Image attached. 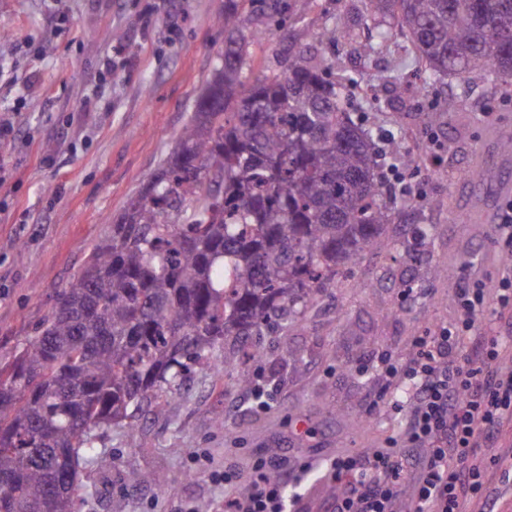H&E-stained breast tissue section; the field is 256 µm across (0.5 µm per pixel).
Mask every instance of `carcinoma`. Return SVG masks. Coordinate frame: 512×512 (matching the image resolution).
Masks as SVG:
<instances>
[{
    "mask_svg": "<svg viewBox=\"0 0 512 512\" xmlns=\"http://www.w3.org/2000/svg\"><path fill=\"white\" fill-rule=\"evenodd\" d=\"M377 40L397 17L423 83L452 75L512 96V0H360ZM227 0L232 33L163 166L129 198L81 271L14 361L0 367V512H77L81 465H106L98 431L138 428L142 402L181 384L185 360L232 366L227 338L297 319L336 268L380 246L409 202L375 173L373 129L356 123L349 79L319 49L350 37L349 15L305 43L284 69L246 83L249 47L295 0ZM161 491L163 474L130 471Z\"/></svg>",
    "mask_w": 512,
    "mask_h": 512,
    "instance_id": "cac0c4a2",
    "label": "carcinoma"
}]
</instances>
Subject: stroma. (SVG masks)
<instances>
[{
	"mask_svg": "<svg viewBox=\"0 0 512 512\" xmlns=\"http://www.w3.org/2000/svg\"><path fill=\"white\" fill-rule=\"evenodd\" d=\"M223 10L224 0H0V113L22 129L0 148V366L51 313L108 218L162 164L228 39L213 23ZM325 20L321 7L297 0L269 40L251 45L248 78L279 70L289 42H305ZM352 45L321 50L337 74L368 87L352 97L354 116L403 128L401 143L381 142L379 162L412 176L424 198L397 213L388 241L342 270L302 318L227 340L232 357L261 350L246 368L267 408L235 372L191 364L177 394L143 402L136 434L122 422L99 433L112 466L83 469L79 512H210L224 497L210 473L232 472L243 494L266 459L288 470L313 460L297 478L298 508L322 512L338 492L327 461L385 447L405 426L411 401L381 376L382 357L407 359L413 337L455 317L465 281L491 284L506 271L494 224L468 218L480 197L512 181V161L491 137L512 133V98L482 82L465 91L453 78L422 84L423 62L398 26L374 57ZM399 70L407 89L396 97ZM425 143L427 160L402 164L401 152ZM400 277L409 290L394 287ZM132 470L166 474L165 492L126 486Z\"/></svg>",
	"mask_w": 512,
	"mask_h": 512,
	"instance_id": "stroma-1",
	"label": "stroma"
}]
</instances>
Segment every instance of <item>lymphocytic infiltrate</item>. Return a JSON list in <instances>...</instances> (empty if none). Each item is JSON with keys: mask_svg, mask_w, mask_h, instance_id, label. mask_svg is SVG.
I'll list each match as a JSON object with an SVG mask.
<instances>
[{"mask_svg": "<svg viewBox=\"0 0 512 512\" xmlns=\"http://www.w3.org/2000/svg\"><path fill=\"white\" fill-rule=\"evenodd\" d=\"M453 321L414 337L387 377L409 384L412 406L400 438L388 447L336 456L326 465L343 488L325 512H468L495 508L512 485V449L494 450L512 424V371L499 369L512 346L478 336L489 310L512 317V271L494 286L479 279L459 288ZM290 471L258 470L246 495L224 499V512H288Z\"/></svg>", "mask_w": 512, "mask_h": 512, "instance_id": "f902f5d3", "label": "lymphocytic infiltrate"}]
</instances>
